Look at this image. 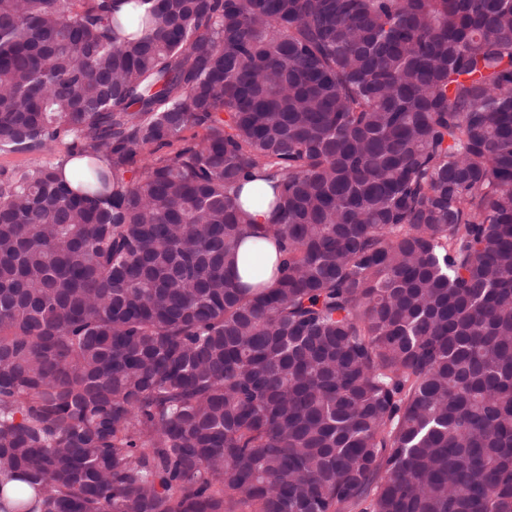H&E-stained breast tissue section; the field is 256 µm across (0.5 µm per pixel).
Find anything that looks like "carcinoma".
I'll list each match as a JSON object with an SVG mask.
<instances>
[{
  "label": "carcinoma",
  "mask_w": 512,
  "mask_h": 512,
  "mask_svg": "<svg viewBox=\"0 0 512 512\" xmlns=\"http://www.w3.org/2000/svg\"><path fill=\"white\" fill-rule=\"evenodd\" d=\"M0 152V512H512V0H0ZM271 195L272 190L269 184L262 180H256L246 186L242 199L254 224H269L271 222L272 212L268 206V199ZM253 239L247 238L239 251L238 266L245 281L251 283L264 282V287H270L274 278L272 269L278 261L279 253L272 241L264 242L261 254L253 252Z\"/></svg>",
  "instance_id": "cac0c4a2"
}]
</instances>
